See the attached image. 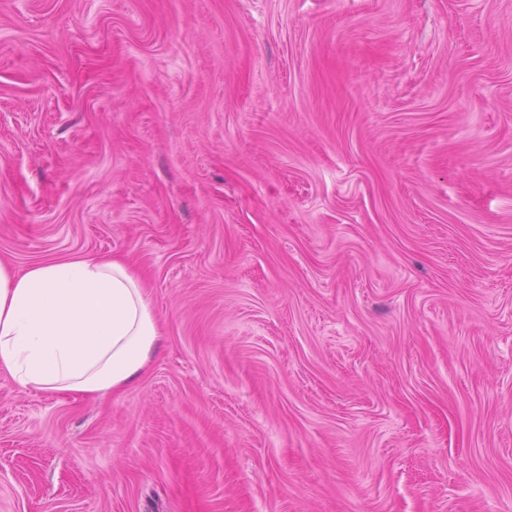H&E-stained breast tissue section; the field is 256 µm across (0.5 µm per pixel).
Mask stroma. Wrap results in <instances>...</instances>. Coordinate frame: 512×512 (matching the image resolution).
<instances>
[{"label": "stroma", "instance_id": "obj_1", "mask_svg": "<svg viewBox=\"0 0 512 512\" xmlns=\"http://www.w3.org/2000/svg\"><path fill=\"white\" fill-rule=\"evenodd\" d=\"M162 338L0 375V512H512V0H0V262ZM146 285L113 257L0 262V374L44 392L133 384L159 339Z\"/></svg>", "mask_w": 512, "mask_h": 512}]
</instances>
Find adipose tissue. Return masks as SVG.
Returning <instances> with one entry per match:
<instances>
[{
  "instance_id": "adipose-tissue-1",
  "label": "adipose tissue",
  "mask_w": 512,
  "mask_h": 512,
  "mask_svg": "<svg viewBox=\"0 0 512 512\" xmlns=\"http://www.w3.org/2000/svg\"><path fill=\"white\" fill-rule=\"evenodd\" d=\"M158 339L145 284L122 259L65 258L21 271L0 262V374L23 388L121 390Z\"/></svg>"
}]
</instances>
